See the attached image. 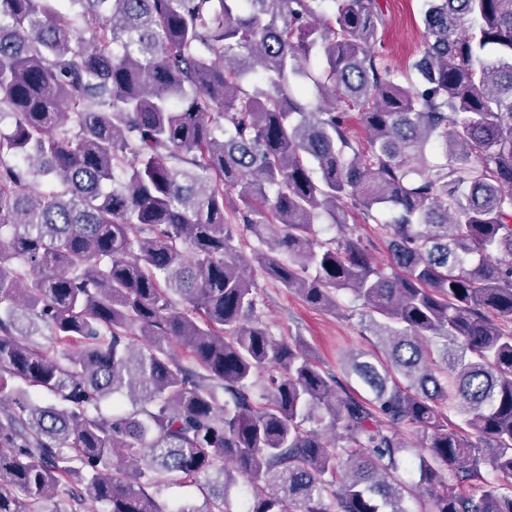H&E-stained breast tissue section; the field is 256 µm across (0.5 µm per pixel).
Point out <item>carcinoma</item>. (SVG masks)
I'll list each match as a JSON object with an SVG mask.
<instances>
[{
  "instance_id": "1",
  "label": "carcinoma",
  "mask_w": 512,
  "mask_h": 512,
  "mask_svg": "<svg viewBox=\"0 0 512 512\" xmlns=\"http://www.w3.org/2000/svg\"><path fill=\"white\" fill-rule=\"evenodd\" d=\"M422 22L402 85L379 0H0V512H512V0ZM256 271L362 302L365 394ZM370 226L368 224H364L362 217H356L355 220L351 217L349 218V224H358V226L361 228L359 230V234L364 237V240L366 244L368 245L369 251L372 254V256L377 261H387L388 259V250L387 245L384 242L375 240L373 238L372 232L370 231V228L373 227L372 221H370ZM370 236V237H369ZM374 239V241L368 242L367 240ZM148 492L152 493L156 498L166 500L170 503H179L186 499H196L199 504L202 502V499L197 497L198 491L195 486L179 481L170 484L160 492H156L154 488L148 489Z\"/></svg>"
}]
</instances>
